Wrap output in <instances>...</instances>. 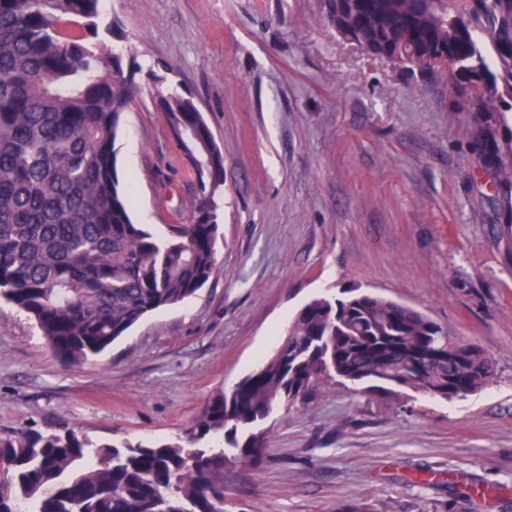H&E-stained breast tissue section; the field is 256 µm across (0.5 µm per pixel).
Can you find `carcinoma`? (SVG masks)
Returning a JSON list of instances; mask_svg holds the SVG:
<instances>
[{"label":"carcinoma","instance_id":"carcinoma-1","mask_svg":"<svg viewBox=\"0 0 512 512\" xmlns=\"http://www.w3.org/2000/svg\"><path fill=\"white\" fill-rule=\"evenodd\" d=\"M336 34L412 72L445 65L456 108L496 185L495 121L512 112V0H355ZM101 0H0V299L32 317L65 363L102 355L215 273L224 155L192 98L149 69L148 87L190 162L197 201L159 238L131 217L114 149L141 67ZM494 358L414 307L343 289L305 304L275 352L209 400L175 441L96 444L72 429L0 436V512H224V466L255 460L260 425L335 380L365 392L463 398Z\"/></svg>","mask_w":512,"mask_h":512}]
</instances>
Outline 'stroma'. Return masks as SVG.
Here are the masks:
<instances>
[{
    "mask_svg": "<svg viewBox=\"0 0 512 512\" xmlns=\"http://www.w3.org/2000/svg\"><path fill=\"white\" fill-rule=\"evenodd\" d=\"M142 69L165 65L224 155L217 269L103 357L64 367L0 300V434L173 440L254 371L297 310L358 287L415 307L497 361L445 401L328 383L224 471V512H512V213L446 77L371 59L322 0H102ZM135 223L189 219L190 164L143 94L115 141Z\"/></svg>",
    "mask_w": 512,
    "mask_h": 512,
    "instance_id": "stroma-1",
    "label": "stroma"
}]
</instances>
